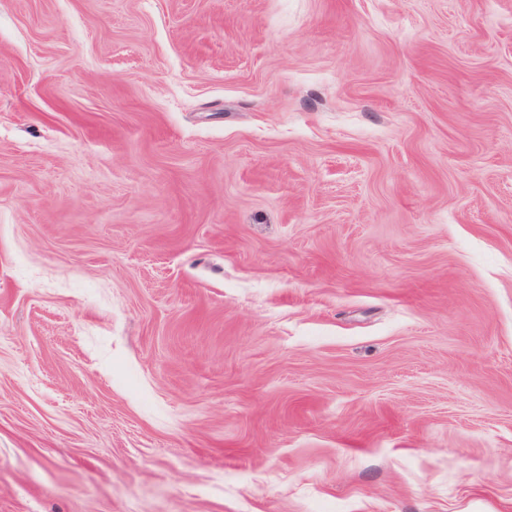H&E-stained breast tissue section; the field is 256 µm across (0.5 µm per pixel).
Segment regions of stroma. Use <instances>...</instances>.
<instances>
[{"instance_id":"stroma-1","label":"stroma","mask_w":512,"mask_h":512,"mask_svg":"<svg viewBox=\"0 0 512 512\" xmlns=\"http://www.w3.org/2000/svg\"><path fill=\"white\" fill-rule=\"evenodd\" d=\"M0 512H512V0H0Z\"/></svg>"}]
</instances>
